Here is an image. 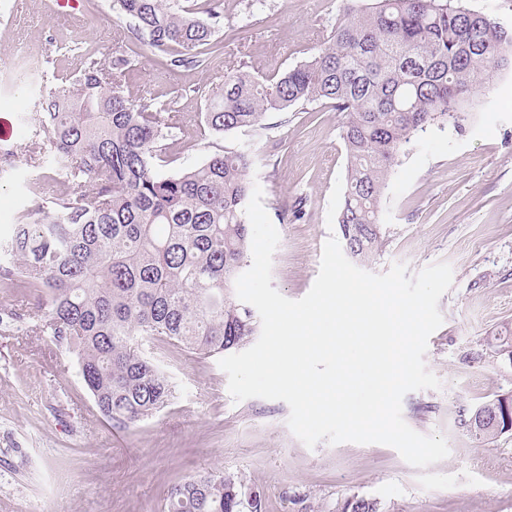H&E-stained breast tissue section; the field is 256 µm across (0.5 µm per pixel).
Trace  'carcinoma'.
Returning <instances> with one entry per match:
<instances>
[{"mask_svg":"<svg viewBox=\"0 0 512 512\" xmlns=\"http://www.w3.org/2000/svg\"><path fill=\"white\" fill-rule=\"evenodd\" d=\"M217 0H111L158 53L161 66L204 65L223 51ZM344 17L308 61L259 79L224 73L207 99L199 137L261 129L267 113L327 102L343 114L347 156L338 224L351 258L383 245L384 193L408 147L490 94L512 71V29L463 0H346ZM130 60L89 58L41 102L62 177L50 205L36 203L0 234V277L42 296L43 327L72 350L99 411L135 424L165 408L173 386L161 341L198 358L220 356L258 335L259 321L234 293L251 240L245 213L253 187L246 150H226L182 171L158 170L164 135L157 113L122 81ZM512 360V327L487 337ZM242 481L206 471L173 485L161 512H244ZM343 512H379L357 498Z\"/></svg>","mask_w":512,"mask_h":512,"instance_id":"obj_1","label":"carcinoma"}]
</instances>
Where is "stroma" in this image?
Instances as JSON below:
<instances>
[{"label": "stroma", "mask_w": 512, "mask_h": 512, "mask_svg": "<svg viewBox=\"0 0 512 512\" xmlns=\"http://www.w3.org/2000/svg\"><path fill=\"white\" fill-rule=\"evenodd\" d=\"M79 20L53 0H0V133L15 154L0 176V231L15 222L40 176L29 165L34 136L25 119L65 86L87 58L127 57V94L160 115L163 172L222 149H249L251 177L280 234L272 285L297 300L312 287L327 238L338 233L347 158L344 120L316 102L267 113L264 129L198 136L207 98L224 88V65L269 77L309 60L343 14L344 0H220L221 55L207 65L166 68L137 39L127 16L83 0ZM386 190L384 244L363 270L409 274L444 261L453 285L439 301L427 368L438 389L407 393L406 423L446 438L450 454L427 468L383 444L306 447L289 429L288 405L234 402L217 358L164 345L171 403L126 428L104 417L79 375L77 358L39 322L0 325V512H159L168 489L219 469L259 492L266 512H341L375 500L380 512H512V431L482 441L474 410L512 394V363L486 336L512 324V73L498 75L482 108L462 127L429 128Z\"/></svg>", "instance_id": "stroma-1"}]
</instances>
